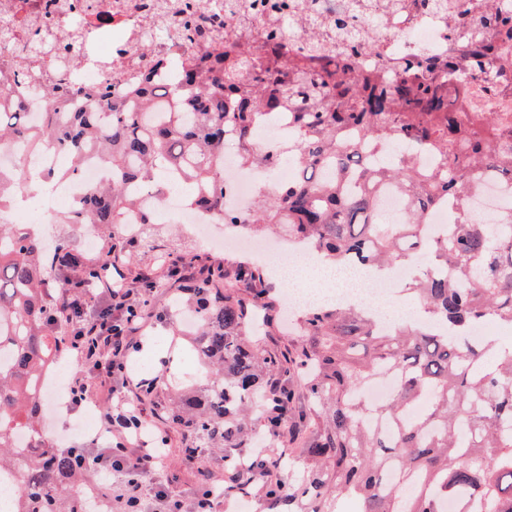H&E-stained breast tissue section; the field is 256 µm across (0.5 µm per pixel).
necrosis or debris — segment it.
Wrapping results in <instances>:
<instances>
[{
	"label": "necrosis or debris",
	"mask_w": 512,
	"mask_h": 512,
	"mask_svg": "<svg viewBox=\"0 0 512 512\" xmlns=\"http://www.w3.org/2000/svg\"><path fill=\"white\" fill-rule=\"evenodd\" d=\"M389 0H359L362 15L371 22L367 43L388 55H441L450 47L453 20L445 13L406 14L388 9ZM224 0H0V80L25 86V110L31 125H39L48 111L49 93L63 89L121 90L139 79L151 56L167 58L166 68L153 75L157 90L180 86L178 60L208 54L210 42L199 41L195 28L214 35L224 32ZM281 41L288 56H296L309 38L329 45L326 26L306 31L298 13L278 16ZM66 158L55 142L41 138L38 145L23 141L0 148V170L22 163L30 178L64 167ZM293 161L283 160L275 173L240 166L233 155L224 157V209L212 212L187 206L180 187L158 193L141 183L130 186L137 203L125 219L132 231L142 213H154L163 222L189 224L213 249L237 251L259 266L272 262L296 266L308 255L296 249L273 247L245 232L214 233L225 213L248 214L257 192H274L296 177ZM112 168L97 153L87 155L78 176L56 183L42 196L24 200L6 211L8 220L45 221L62 208H73L89 189L111 178Z\"/></svg>",
	"instance_id": "obj_1"
}]
</instances>
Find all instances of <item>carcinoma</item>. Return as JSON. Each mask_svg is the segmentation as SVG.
I'll use <instances>...</instances> for the list:
<instances>
[{"mask_svg": "<svg viewBox=\"0 0 512 512\" xmlns=\"http://www.w3.org/2000/svg\"><path fill=\"white\" fill-rule=\"evenodd\" d=\"M484 2L453 52L383 56L364 68L358 5L337 18L336 48L314 42L290 59L276 27L250 25L290 4L246 0L229 12L211 60L181 62L191 111L182 91L157 94L146 76L123 99L96 95L81 112L62 111L58 99L43 113L41 132L68 164L46 172L41 186L78 175L90 148L112 165V180L59 218L89 225L112 254L150 249L158 232L148 216L134 234L112 232L135 205L128 181L185 180L190 204L222 212L224 153L276 171L279 153L252 138L259 118L286 111L298 126L288 144L298 179L242 227L261 235L278 226L339 267L414 265L408 290L424 321L381 331L353 305L312 307L293 342L269 352L247 339L249 326L259 340L274 321L264 269L209 264L186 276L163 256L168 274L141 284L135 313L174 319L149 301L173 279L194 308L192 351L211 376L202 390L176 395L169 417L191 439L183 454L224 452L226 479L210 483L225 499L244 485L267 512H448L450 501L458 512H512V345L468 340L484 320L512 325V208L493 224L472 223L468 210L476 180L512 184V124L496 112H462L450 95L492 73L500 91H512V73L495 59L497 44L512 42V0ZM24 139H32L27 113L0 112V147ZM401 143L440 165L418 170L393 151ZM370 146L389 153L385 166L366 155ZM25 180L20 166L0 178V206ZM389 185L403 193L402 224L377 222L376 195ZM445 201L456 222L432 237L425 219ZM99 271L66 239L51 249L32 224H0V474L17 480L12 512H89L80 485L95 458L49 443L36 386L83 320L64 295L87 294ZM55 279L57 299L48 288ZM380 377L395 379V392L369 407L358 395ZM313 423L315 438L296 452V435Z\"/></svg>", "mask_w": 512, "mask_h": 512, "instance_id": "obj_1", "label": "carcinoma"}]
</instances>
